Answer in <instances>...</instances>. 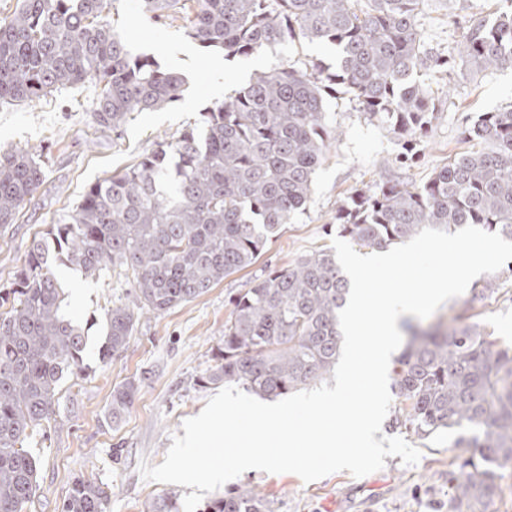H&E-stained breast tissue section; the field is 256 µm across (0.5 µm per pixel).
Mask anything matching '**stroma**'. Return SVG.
Here are the masks:
<instances>
[{
  "instance_id": "1",
  "label": "stroma",
  "mask_w": 512,
  "mask_h": 512,
  "mask_svg": "<svg viewBox=\"0 0 512 512\" xmlns=\"http://www.w3.org/2000/svg\"><path fill=\"white\" fill-rule=\"evenodd\" d=\"M501 0H427L420 22L427 42L448 48L457 40L458 22L470 15L492 17ZM105 21L136 54L155 58L169 69L171 55L188 60L181 99L165 108L135 113L119 131L96 130L92 112L99 93L95 81L62 89L29 105H0V150L23 148L41 155L45 178L21 208L14 223L0 232V289L9 287L34 237L51 223L71 215L88 186L123 172L159 142L194 124L200 111L239 86L246 65L268 69L279 64L332 66L333 46L288 40L249 57L225 60L222 52L200 48L188 35L183 18L160 19L141 11L139 0H115ZM438 112L416 144L371 122L346 95L326 99V121L337 132L316 171L310 201L268 243L257 265L238 272L192 302L163 314L142 318L127 349L110 365L89 358L84 379L65 380L58 423L48 438H35L30 451L39 460L38 490L30 512H59L75 478L103 483L110 492L107 512H151L162 497L183 500L185 486L144 480L140 463H163L184 420L198 415L215 387L197 381L214 366L213 350L224 334L229 297L249 287L265 268H283L300 256L331 247L336 236V207L357 190H376L398 177L416 185L456 154L469 150V119L512 105V71H491L476 78L424 72ZM55 273L80 299L69 301L70 314L98 343L104 313L112 301L126 299L131 286L124 275L104 269L99 279H84L65 267ZM502 286L483 296L464 293L444 303L440 316L463 315L493 338L512 344V270L499 272ZM144 377L140 394L125 421L116 428L103 422L115 384ZM417 442V441H416ZM418 464L403 465L386 457L383 469L361 478L336 472L311 483L298 476L257 470L235 478L270 504L272 512H448V472L469 448H452L447 438L417 442Z\"/></svg>"
}]
</instances>
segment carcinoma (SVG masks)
<instances>
[{"instance_id":"1","label":"carcinoma","mask_w":512,"mask_h":512,"mask_svg":"<svg viewBox=\"0 0 512 512\" xmlns=\"http://www.w3.org/2000/svg\"><path fill=\"white\" fill-rule=\"evenodd\" d=\"M194 3L189 36L224 58L246 57L287 38L336 47V71L277 66L254 72L228 99L200 112V124L161 141L126 171L88 186L51 239L34 238L11 288L0 293V512H27L38 462L26 451L59 415L61 384L84 375L85 329L64 311L54 265L93 279L107 267L132 282L128 303L105 312L98 358L127 349L139 315L167 312L254 265L304 209L330 141L328 94L343 91L366 119L415 140L436 118L424 70L476 77L512 70V10L471 16L447 54L427 47L424 0H140L157 17ZM109 0H21L0 21V103H25L94 80L97 128L117 130L133 114L179 101L184 80L133 54L101 21ZM472 148L421 186L389 179L357 190L336 209L337 230L356 245L384 250L425 227L449 233L472 225L512 239V107L484 112L467 129ZM40 156L0 152V229L14 223L43 183ZM349 280L329 250L268 269L229 297L232 310L199 385H237L274 400L317 384L337 364L338 313ZM389 421L420 440L455 436L477 449L448 473L452 512H489L501 470L512 465V346L456 315L415 331L396 357ZM144 378L112 388L105 422L121 423ZM94 480H76L61 512H107ZM206 512H272L240 486Z\"/></svg>"}]
</instances>
